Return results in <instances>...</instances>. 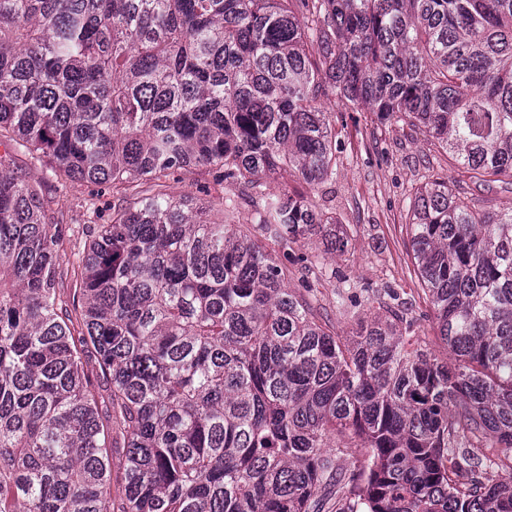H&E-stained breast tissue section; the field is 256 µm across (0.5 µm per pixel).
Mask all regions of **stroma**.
Masks as SVG:
<instances>
[{"instance_id": "obj_1", "label": "stroma", "mask_w": 512, "mask_h": 512, "mask_svg": "<svg viewBox=\"0 0 512 512\" xmlns=\"http://www.w3.org/2000/svg\"><path fill=\"white\" fill-rule=\"evenodd\" d=\"M324 109L336 134V173L316 188L314 197L335 217L348 243L342 254L326 250L315 237L296 245V254L309 256L319 268L311 281L314 306L330 330L343 334L359 319L377 315L375 292L394 289L416 319L420 343L444 354L432 306L413 264L408 209L417 188L436 174L447 175L452 187L465 191H472L471 181L451 156L414 127L379 123L372 113L332 98L325 100ZM91 191L79 182L60 193L53 184L45 186L47 221L68 236V248L83 249L87 238L78 235V228L97 223L99 214L112 207V195L105 192L97 201L99 214L87 211ZM348 280L360 290L355 301L341 306L337 296Z\"/></svg>"}]
</instances>
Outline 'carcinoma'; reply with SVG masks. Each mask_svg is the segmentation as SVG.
<instances>
[{
  "mask_svg": "<svg viewBox=\"0 0 512 512\" xmlns=\"http://www.w3.org/2000/svg\"><path fill=\"white\" fill-rule=\"evenodd\" d=\"M331 94L512 187V0H0V512H512L472 449L512 470V206L476 212L440 175L410 202L448 357L412 344L390 289L386 315L332 332L281 258L343 250L336 220L265 192L333 174ZM14 150L112 193L76 317ZM180 174L249 192L255 228L169 194ZM86 370L90 380L92 381L95 387V392L97 394L99 403V413L102 417V420L104 421V423L112 425V411H106V405H108L107 401L109 395L107 385L105 384V381H103L102 375L98 370L97 366H95L93 363H90L86 367Z\"/></svg>",
  "mask_w": 512,
  "mask_h": 512,
  "instance_id": "cac0c4a2",
  "label": "carcinoma"
}]
</instances>
